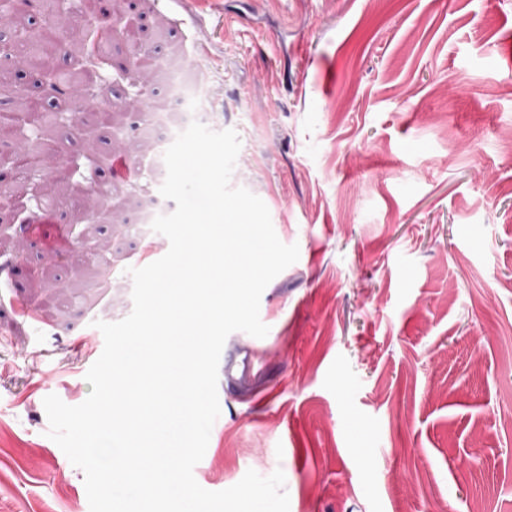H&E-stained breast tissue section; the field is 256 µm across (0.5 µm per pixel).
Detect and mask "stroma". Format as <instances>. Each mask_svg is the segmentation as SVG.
<instances>
[{
  "mask_svg": "<svg viewBox=\"0 0 512 512\" xmlns=\"http://www.w3.org/2000/svg\"><path fill=\"white\" fill-rule=\"evenodd\" d=\"M93 15L117 31L85 91L125 107L107 129L7 57L16 32L0 25L19 88L0 112L38 94L54 115L22 206L0 209V512H89L43 400L85 401L81 337L131 313L130 269L168 248L127 232L176 207L159 132L130 105L145 86L121 36L134 16L207 89L197 120L238 133L232 185L299 247L261 296L268 334L238 335L254 370L218 392L199 485L279 469L290 512H512V0H97ZM145 87L153 102L166 82ZM116 145L129 176L112 174ZM60 166L72 196L52 201ZM62 226L81 247L48 257Z\"/></svg>",
  "mask_w": 512,
  "mask_h": 512,
  "instance_id": "1",
  "label": "stroma"
}]
</instances>
